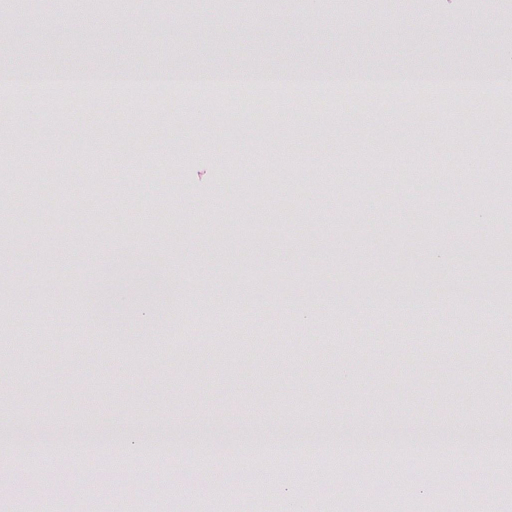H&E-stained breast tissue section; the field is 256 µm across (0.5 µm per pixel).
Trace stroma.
I'll use <instances>...</instances> for the list:
<instances>
[{
    "label": "stroma",
    "instance_id": "obj_1",
    "mask_svg": "<svg viewBox=\"0 0 512 512\" xmlns=\"http://www.w3.org/2000/svg\"><path fill=\"white\" fill-rule=\"evenodd\" d=\"M512 22V0H375L351 14L332 0H119L90 9L83 0H0V50L25 70H130L228 65L276 71L386 66L495 71ZM322 42H307L310 29ZM497 87L495 123L460 104L456 115L421 116L412 98L352 103L333 117L254 121L253 107L208 115L162 99H113V111L72 92L55 102L0 113V266L40 280L36 293L0 282V442L15 430L83 433L115 416L144 441L182 438L179 454L123 456L91 464L79 448H36L39 471L9 461L0 474V512H246L249 481L265 459L228 458L224 434L240 444L278 440L332 443L342 429L373 435L391 426L408 447H441L458 434L493 441L480 461L467 454L422 469L406 456L388 463L342 454L316 474L287 457L282 481L318 512H512L496 449L512 446V344L489 342L512 326V180L498 158L512 134V100ZM35 143L34 177L9 157ZM382 164L396 184L365 186ZM255 185L253 202L225 209L226 185ZM497 212L480 223L476 211ZM139 252L153 281L117 274L113 308L87 299L94 259ZM308 305L307 317L292 304ZM386 301L400 334L376 339ZM356 320L331 338L327 308ZM99 332L76 340L74 328ZM49 345L30 342L31 326ZM256 346L227 351L239 326ZM184 336L181 350L165 344ZM99 365L88 374L85 352ZM493 420L474 418V398ZM208 448L207 466L184 457ZM240 481L224 483L225 472ZM370 487L340 489L342 476Z\"/></svg>",
    "mask_w": 512,
    "mask_h": 512
}]
</instances>
